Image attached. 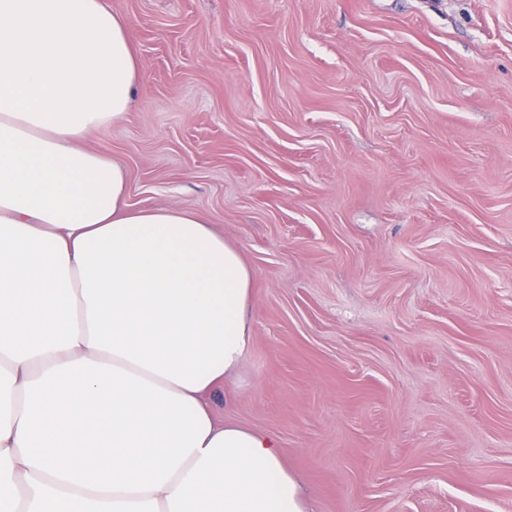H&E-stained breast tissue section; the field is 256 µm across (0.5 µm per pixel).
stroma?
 <instances>
[{
  "mask_svg": "<svg viewBox=\"0 0 512 512\" xmlns=\"http://www.w3.org/2000/svg\"><path fill=\"white\" fill-rule=\"evenodd\" d=\"M141 78L81 146L252 270L209 398L311 512H512V0H109Z\"/></svg>",
  "mask_w": 512,
  "mask_h": 512,
  "instance_id": "35a3bbf8",
  "label": "stroma"
}]
</instances>
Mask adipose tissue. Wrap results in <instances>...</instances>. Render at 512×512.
<instances>
[{"label": "adipose tissue", "mask_w": 512, "mask_h": 512, "mask_svg": "<svg viewBox=\"0 0 512 512\" xmlns=\"http://www.w3.org/2000/svg\"><path fill=\"white\" fill-rule=\"evenodd\" d=\"M139 79L107 0H0V512H307L209 404L252 342L241 254L80 145Z\"/></svg>", "instance_id": "1"}]
</instances>
